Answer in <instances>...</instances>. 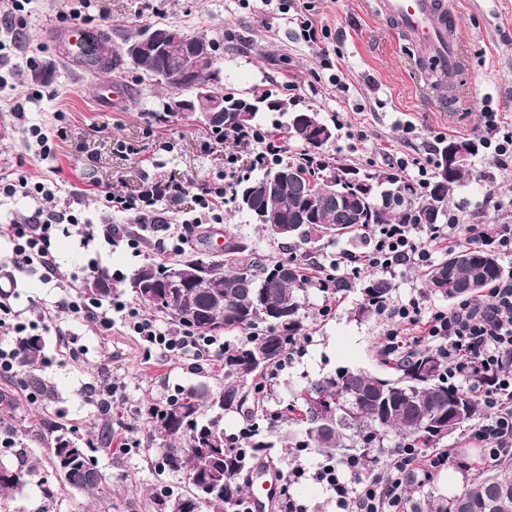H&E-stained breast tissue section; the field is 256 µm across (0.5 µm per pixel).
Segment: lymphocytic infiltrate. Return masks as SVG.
<instances>
[{"instance_id":"lymphocytic-infiltrate-1","label":"lymphocytic infiltrate","mask_w":512,"mask_h":512,"mask_svg":"<svg viewBox=\"0 0 512 512\" xmlns=\"http://www.w3.org/2000/svg\"><path fill=\"white\" fill-rule=\"evenodd\" d=\"M30 0H0V68L15 70L10 51L20 41L26 28ZM233 182L223 178L205 184L200 193L188 194L186 186L174 182L166 186L165 196L176 199L191 195L201 216L220 221V211L232 195ZM43 183H28L12 171H0V198L22 196L31 199L34 209L24 223L10 224L1 231L12 245V265L21 271L39 267L46 280L57 275L52 252V238L61 226L79 225L84 239L94 230L80 224L71 199L45 207L43 200L52 196ZM160 196L153 187L134 195L104 193L100 203L105 210L134 212L153 224L163 223ZM480 225L446 224H380L372 231V245L361 253H338L330 264L331 271L358 276L362 269L398 274L408 270H425L440 246L453 249L481 240ZM490 302L470 299L450 309L427 308L420 295L407 301L388 304L381 313L386 327L380 350L388 360H396L419 348L433 347L448 360V380L474 392L485 410L482 420L472 428L469 440L476 454L467 465H479L512 455V272L501 277L490 288ZM121 320L149 347L175 352L187 359L217 361L224 355V340L218 336H201L190 330H171L156 320L142 317L136 310L123 312ZM22 323L16 322L10 305L0 302V373H15L23 343ZM450 452L424 454L414 448L395 450L381 465L371 469L354 467L356 488L337 481L333 470L322 477L336 488L340 501L349 512H404V489L414 479L431 478L445 466Z\"/></svg>"}]
</instances>
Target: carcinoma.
Here are the masks:
<instances>
[{
	"label": "carcinoma",
	"mask_w": 512,
	"mask_h": 512,
	"mask_svg": "<svg viewBox=\"0 0 512 512\" xmlns=\"http://www.w3.org/2000/svg\"><path fill=\"white\" fill-rule=\"evenodd\" d=\"M99 57L89 55L83 63L97 74L124 69L127 60L121 50L112 47V38L94 39ZM297 113L283 112L279 124L304 146V161H271L263 165L262 175L240 177L235 185L234 209L241 212L239 199L244 189L256 185L250 194V208L273 210L288 219V233L279 224H263L261 229L277 239L299 240L311 244L324 239L337 242L364 235L379 224H433L430 219L403 207L407 199L417 201L425 213L434 211L433 202L442 196L451 200L456 189L470 177L467 165L448 167V182H442L446 148L438 151L434 180L423 191L395 173H365L350 164H340L316 148L296 120ZM260 112H230L224 123L207 129L217 137L236 136L244 128H257ZM290 169L300 182L322 186L329 176L336 190L352 211L351 220L339 224L336 208L323 206L315 210L309 224H295L296 213L305 200L295 191L280 188L269 192L262 184L279 170ZM224 258L215 260L196 250L168 262L154 260L134 266L130 272L112 280L104 274L93 275L83 285L87 295L105 301L121 288H127L155 314L175 326L201 336H218L237 332L242 337L224 343V389L213 393L189 388L179 396L146 406L150 436L162 441L161 464L184 476L188 491L165 496L160 512H236L237 503L246 496L254 468L280 447L288 456L297 448H312L329 460L347 464L353 460L370 467L389 448L413 445L434 448L463 425H476L483 417L481 404L473 395L448 383L447 359L436 349L426 348L395 362L396 376L375 375L363 370L341 369L322 377L307 388L302 404L293 400L282 407L298 413L304 423L301 433L290 440L274 438L265 427L270 413L266 401L256 392V380L277 367L288 354L289 344L304 335L303 309L312 288L329 294L332 289L349 287V281L336 279L322 282L308 274L296 258L272 263L263 262L248 243L239 237L224 240ZM203 270L205 280L187 283L186 292L195 295L207 310L204 322L186 320L168 303L151 299L143 289V277L151 274L155 284L163 283L177 269L186 273ZM505 275L498 252L489 240L448 252V256L431 266L426 284L435 293L453 302L475 299L490 284ZM362 302L356 316L363 319L387 304L395 291L392 280L370 275L361 282ZM43 346L37 336L27 338L22 346L26 364L34 363ZM358 403L348 412V396ZM246 413L248 425L236 434L224 430L223 418ZM57 433L50 443L49 463L69 486L96 495L110 492L105 476L87 483L82 473L95 467L92 456L80 443ZM23 478L22 469L0 461V497L13 491ZM476 512H512V475L503 472H478L461 492L428 502L427 512H463L465 505Z\"/></svg>",
	"instance_id": "1"
}]
</instances>
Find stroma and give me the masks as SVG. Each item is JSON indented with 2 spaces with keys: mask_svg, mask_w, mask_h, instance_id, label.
Instances as JSON below:
<instances>
[{
  "mask_svg": "<svg viewBox=\"0 0 512 512\" xmlns=\"http://www.w3.org/2000/svg\"><path fill=\"white\" fill-rule=\"evenodd\" d=\"M308 2V16L320 30L314 43L300 37L292 13L262 0H99L98 16L85 27L110 29L116 47L160 22L206 36L221 58L218 89L285 97L292 109L316 111L336 127L327 154L414 182L420 179L417 168L399 170L398 160L436 161L448 140L473 139L484 109L499 112L504 130L512 132V0H455L471 66L457 78L453 93L459 103L450 110L442 108L441 93L421 68L413 42L391 33L374 0ZM69 5V0H33L22 45L33 48L35 62L12 79L18 97L42 92V99L30 105L27 122L61 126L55 155L36 156L22 127L0 109V167L75 193L82 219L95 225L135 219L131 213L102 210L101 187L123 195L175 178L196 187L223 175L230 155L239 174H247L252 148L169 117L155 83L133 68H125L118 81L126 92L123 102L100 106L103 76L65 63L51 42L52 31L70 22ZM467 166L472 176L453 198L461 207L460 222L490 232L512 225V166L503 167L493 149L482 146L469 155ZM138 234L137 253L124 244L112 246L100 235L88 243L76 233L58 236L53 250L59 284L43 282L36 271L17 276L10 303L26 336L39 337L43 351L41 361L22 368L19 376H0V459L23 467L21 485L0 499V512H128L132 500L139 512H158V494L187 489L181 474L162 467L160 447L151 441L140 412L190 387L222 389V363L199 367L175 354L145 352L139 337L120 323L100 331L56 307L61 288L82 293L91 268L112 275L156 259V234L146 225ZM227 235L245 239L269 261L293 256L302 261L308 250L270 238L245 213L231 209L223 223L200 225L195 241L211 250ZM360 300L355 288L332 296L310 290L303 310L306 340L267 383L270 407L340 368L390 374L378 344L384 318L355 319ZM110 385L117 393L105 412L93 393ZM51 423L87 444L112 482L110 496L95 499L72 489L51 469L46 437ZM272 457L299 512H346L335 490L318 477L326 464L323 456L306 450L286 457L276 450ZM452 476L462 487L472 473L451 475L443 469L429 481L411 482L405 496L414 512H426L427 500L447 497Z\"/></svg>",
  "mask_w": 512,
  "mask_h": 512,
  "instance_id": "1",
  "label": "stroma"
}]
</instances>
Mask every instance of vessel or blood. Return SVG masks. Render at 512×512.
I'll list each match as a JSON object with an SVG mask.
<instances>
[{"label": "vessel or blood", "instance_id": "obj_1", "mask_svg": "<svg viewBox=\"0 0 512 512\" xmlns=\"http://www.w3.org/2000/svg\"><path fill=\"white\" fill-rule=\"evenodd\" d=\"M375 5L395 32L413 40L419 53L435 59L448 72L456 74L464 69L463 23L453 0H375ZM86 34L83 27H61L53 31L52 41L68 52Z\"/></svg>", "mask_w": 512, "mask_h": 512}]
</instances>
